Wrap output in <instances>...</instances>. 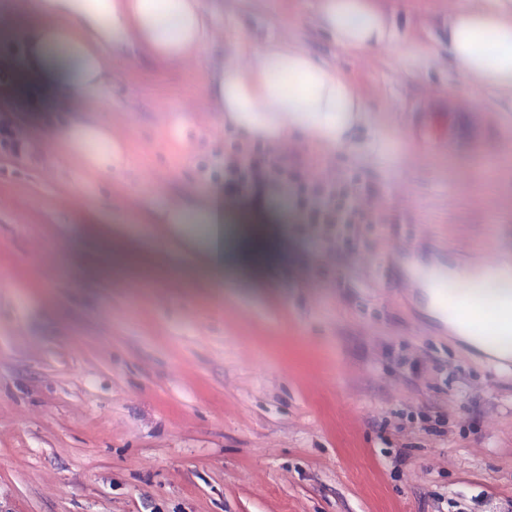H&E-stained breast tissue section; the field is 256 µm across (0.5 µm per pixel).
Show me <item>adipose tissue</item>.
<instances>
[{"label":"adipose tissue","mask_w":512,"mask_h":512,"mask_svg":"<svg viewBox=\"0 0 512 512\" xmlns=\"http://www.w3.org/2000/svg\"><path fill=\"white\" fill-rule=\"evenodd\" d=\"M38 10L36 23L0 27V69L84 100H108L112 56L129 45L157 64L187 65L203 57L216 37L202 0H40ZM316 25L346 54L387 49L408 72L426 71L434 62L431 44L407 40L377 0H318ZM448 59L470 88L512 102V0L450 9ZM202 89L225 126L278 146L303 139L328 150L347 147L365 120V103L351 77L285 37L258 47L239 38L206 70ZM60 136L91 172H111L123 156L121 139L101 122H73ZM194 211L205 221V234L185 229L184 217ZM159 224L166 250L191 255L195 271L215 282L227 267L262 256L261 230L225 225L224 206L214 197L201 207L191 200L171 204ZM95 248L97 267L105 272L134 254L144 266L155 263L153 252L138 251L110 229L96 237Z\"/></svg>","instance_id":"ef3b65f1"}]
</instances>
